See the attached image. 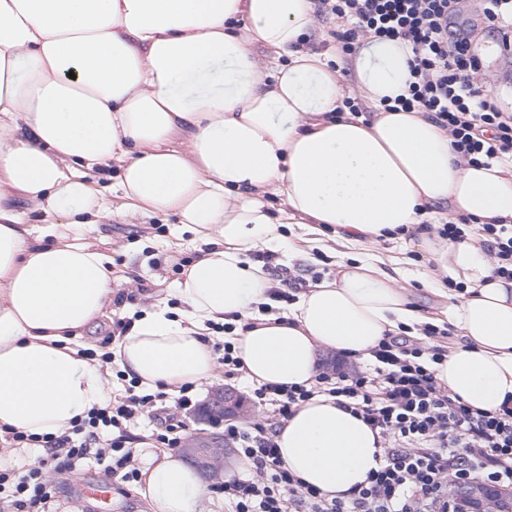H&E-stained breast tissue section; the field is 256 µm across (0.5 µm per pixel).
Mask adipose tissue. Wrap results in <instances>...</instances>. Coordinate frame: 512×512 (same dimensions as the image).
<instances>
[{
  "label": "adipose tissue",
  "mask_w": 512,
  "mask_h": 512,
  "mask_svg": "<svg viewBox=\"0 0 512 512\" xmlns=\"http://www.w3.org/2000/svg\"><path fill=\"white\" fill-rule=\"evenodd\" d=\"M313 0H0V428L61 434L112 399L111 371L82 332L106 316L107 257L82 235L108 201L95 169L117 163L120 211L175 216L203 244L177 283L179 306L143 310L115 363L141 385L177 393L215 374L210 323L246 322L232 341L249 381L305 384L319 351L359 355L386 333L419 336L425 318L370 259L262 313L272 279L251 254L280 223L334 226L347 247L434 219V205L479 224L512 222V167L457 163L450 137L422 112L345 109L327 54L304 49ZM265 57H256L254 45ZM403 43L363 39L353 89L377 105L408 88ZM282 195L275 218L262 196ZM33 202L48 221L8 205ZM420 245L450 256L466 286L448 295L462 341L437 367L471 407L512 394V281L492 278L468 237ZM303 483L333 498L376 468L381 438L331 397L301 404L277 435ZM142 498L152 512H209L198 472L151 455Z\"/></svg>",
  "instance_id": "ef3b65f1"
}]
</instances>
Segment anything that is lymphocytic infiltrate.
Returning a JSON list of instances; mask_svg holds the SVG:
<instances>
[{
    "instance_id": "1",
    "label": "lymphocytic infiltrate",
    "mask_w": 512,
    "mask_h": 512,
    "mask_svg": "<svg viewBox=\"0 0 512 512\" xmlns=\"http://www.w3.org/2000/svg\"><path fill=\"white\" fill-rule=\"evenodd\" d=\"M462 0H316L319 18L335 20L345 54L361 38L398 40L411 48L406 95L395 110L427 113L452 139L467 165L512 162V113L501 109L473 82L479 60L468 37L452 33ZM493 276L512 281V224H486ZM451 326L425 323L410 340L386 336L363 365L322 371L307 385L264 383L252 391L265 418L228 422L224 440L244 461V475L219 482L229 512H448V494L460 484L512 488V398L490 411L453 396L435 375L448 349ZM191 384L177 397L128 378L123 396L88 411L55 436L5 433L12 448H26L31 462L0 469V512H47L56 495L48 472L65 473L94 462L120 480H138L137 451L129 429L144 413L154 415L151 440L181 447L184 419L194 402ZM317 395L361 417L382 439L375 469L341 497L327 498L305 485L282 461L276 435L301 403Z\"/></svg>"
}]
</instances>
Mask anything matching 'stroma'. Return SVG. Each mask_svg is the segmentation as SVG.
<instances>
[{
  "mask_svg": "<svg viewBox=\"0 0 512 512\" xmlns=\"http://www.w3.org/2000/svg\"><path fill=\"white\" fill-rule=\"evenodd\" d=\"M458 24L471 30L472 47L480 59L475 82L496 96L504 108H511L512 55H503L501 33L484 19L477 0H464ZM286 232L290 245L278 249L279 262L284 273L301 286H308L320 273L334 277L338 260L348 261L356 256L355 251L338 244L335 231H322L313 243L301 240L302 230L298 225H288ZM86 236L111 257L117 274L116 287L135 292L136 302L142 309L156 303L178 305L175 288L180 276L172 267L181 258L194 256L201 249L192 233L176 224L173 217L163 214L130 218L118 212L110 213L90 225ZM369 251L389 261L403 260L407 269L433 275L441 285L450 277L430 253L420 251L418 239L413 235L397 234L379 240L370 245ZM50 479L58 488V502L77 507L78 512H146L138 483L111 479L103 466L89 464L69 473L51 474ZM90 482L111 483L108 501L80 494V486Z\"/></svg>",
  "mask_w": 512,
  "mask_h": 512,
  "instance_id": "obj_1",
  "label": "stroma"
}]
</instances>
